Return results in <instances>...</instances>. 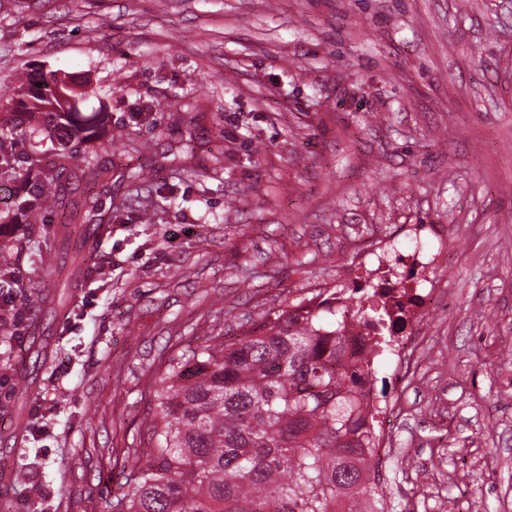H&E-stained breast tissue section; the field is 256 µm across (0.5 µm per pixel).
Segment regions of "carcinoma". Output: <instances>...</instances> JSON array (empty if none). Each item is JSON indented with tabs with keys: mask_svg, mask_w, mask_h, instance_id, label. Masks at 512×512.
I'll list each match as a JSON object with an SVG mask.
<instances>
[{
	"mask_svg": "<svg viewBox=\"0 0 512 512\" xmlns=\"http://www.w3.org/2000/svg\"><path fill=\"white\" fill-rule=\"evenodd\" d=\"M50 133L81 143L95 123L72 108L47 112L20 101ZM83 192L100 195L101 171L75 166ZM17 208L37 220L57 206L60 175L30 159ZM101 224L72 217L54 234L79 256ZM372 332L378 348L395 326L386 303L336 305L318 288L295 304L263 312L237 336L188 340L164 361L154 419L128 449L129 472L113 512H378L377 477L363 465L376 438L364 415L371 363H345L347 326Z\"/></svg>",
	"mask_w": 512,
	"mask_h": 512,
	"instance_id": "carcinoma-1",
	"label": "carcinoma"
}]
</instances>
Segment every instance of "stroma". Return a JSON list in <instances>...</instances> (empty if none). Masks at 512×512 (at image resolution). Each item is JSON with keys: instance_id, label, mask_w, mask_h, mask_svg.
Here are the masks:
<instances>
[{"instance_id": "1", "label": "stroma", "mask_w": 512, "mask_h": 512, "mask_svg": "<svg viewBox=\"0 0 512 512\" xmlns=\"http://www.w3.org/2000/svg\"><path fill=\"white\" fill-rule=\"evenodd\" d=\"M39 67L109 116L78 155L12 108ZM0 123V211L31 157L112 164L67 312L48 225L0 226V512H112L171 347L321 286L435 296L371 370L389 512H512V0H0Z\"/></svg>"}]
</instances>
